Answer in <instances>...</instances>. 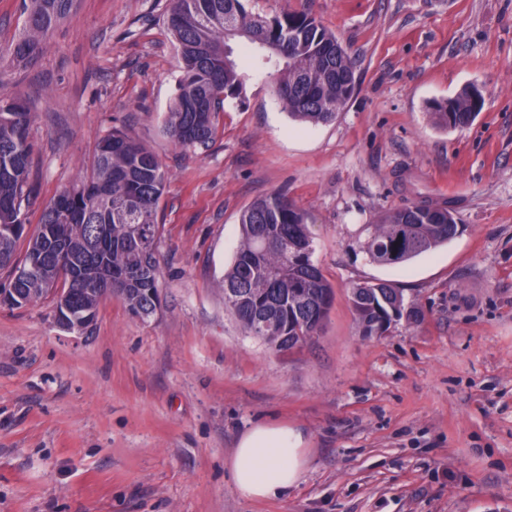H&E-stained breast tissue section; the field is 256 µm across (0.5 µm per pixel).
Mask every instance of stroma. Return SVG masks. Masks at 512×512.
<instances>
[{
	"label": "stroma",
	"mask_w": 512,
	"mask_h": 512,
	"mask_svg": "<svg viewBox=\"0 0 512 512\" xmlns=\"http://www.w3.org/2000/svg\"><path fill=\"white\" fill-rule=\"evenodd\" d=\"M171 0H75L40 60L0 72L34 114L43 204L121 129L167 176L158 209L162 307L101 303L80 334L50 300L0 309V512H512V0H248L306 10L355 62L357 88L326 124L285 112L254 56L208 149L165 133L179 75ZM476 87L463 129L435 102ZM305 210L334 289L317 336L292 353L245 332L220 282L252 201ZM448 202L457 235L396 266L372 262L365 225L415 200ZM384 281L416 307L363 335L353 285ZM278 421L308 464L275 501L236 491L238 436Z\"/></svg>",
	"instance_id": "35a3bbf8"
}]
</instances>
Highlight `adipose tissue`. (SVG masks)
<instances>
[{"label":"adipose tissue","instance_id":"adipose-tissue-1","mask_svg":"<svg viewBox=\"0 0 512 512\" xmlns=\"http://www.w3.org/2000/svg\"><path fill=\"white\" fill-rule=\"evenodd\" d=\"M306 465L301 432L275 422H261L238 439L229 470L239 494L248 500L282 497Z\"/></svg>","mask_w":512,"mask_h":512}]
</instances>
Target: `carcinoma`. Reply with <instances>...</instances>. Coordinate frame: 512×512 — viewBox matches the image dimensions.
<instances>
[{"label":"carcinoma","instance_id":"cac0c4a2","mask_svg":"<svg viewBox=\"0 0 512 512\" xmlns=\"http://www.w3.org/2000/svg\"><path fill=\"white\" fill-rule=\"evenodd\" d=\"M71 6L72 0H26L22 31L0 53V63H34ZM165 23L180 64L165 132L179 147L209 148L224 101L243 96L247 75L234 57L233 42L256 52L265 44L278 48V55L265 64L283 109L295 119L331 122L355 93L354 60L306 12L284 11L268 18L247 11L242 0H173ZM482 107L481 94L471 88L433 103L430 116L442 128H464ZM32 121L22 96L0 95V269L21 271L9 274L0 289L13 288L27 297L49 287L59 263L56 250L63 248L76 268L102 266L112 273V287L128 283L123 304L131 314H154L160 306L157 217L166 176L157 156L122 130L99 138L89 171L43 207L23 259L15 258L36 198L30 181ZM134 224L141 225L138 235ZM239 224L240 243L223 279L224 288L235 290L237 298L227 297L225 303L249 335L281 352L291 348L293 338L322 326L334 291L313 261L306 213L286 195L272 192L252 202ZM367 230L370 260L397 265L454 238L458 224L448 203L414 201L385 212ZM72 288L73 312L97 318L93 285L75 278ZM349 302L366 336L389 330V304L399 307L400 317L418 316L415 308H406L402 292L386 282L354 285Z\"/></svg>","mask_w":512,"mask_h":512}]
</instances>
